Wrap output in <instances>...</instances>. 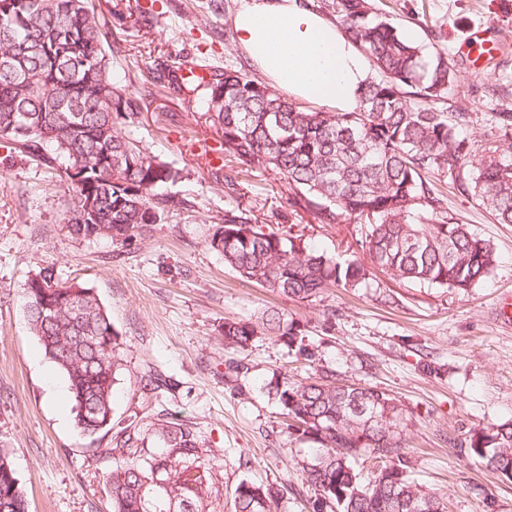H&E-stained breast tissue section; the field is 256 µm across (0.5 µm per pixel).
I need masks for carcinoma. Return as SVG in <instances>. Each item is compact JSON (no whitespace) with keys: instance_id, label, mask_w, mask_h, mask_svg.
<instances>
[{"instance_id":"carcinoma-1","label":"carcinoma","mask_w":512,"mask_h":512,"mask_svg":"<svg viewBox=\"0 0 512 512\" xmlns=\"http://www.w3.org/2000/svg\"><path fill=\"white\" fill-rule=\"evenodd\" d=\"M336 19L376 76L352 112L307 109L231 65L201 86L176 72L168 89L196 100L205 122L222 131L225 160L288 181L291 205L317 224H354L370 264L343 262L280 231L264 232L251 211L224 210L209 246L241 279L301 302L325 289L365 288L371 268L407 282L465 292L496 264L494 248L448 213L426 178L448 177L478 197L497 223L512 224V143L476 153L459 136L463 112L445 107L458 90L447 54L407 40L368 0H336ZM0 140L61 169L74 194L72 230L126 242L159 224L176 202L157 189L178 177L140 142L116 131L140 103L108 75L102 23L88 0H0ZM30 333L67 380L83 435L112 429V396L122 370L118 334L91 288L62 281L46 267L27 282ZM80 314L71 312L73 304ZM54 307V318L46 307ZM299 326L277 312L224 320V347L245 350L261 336L288 338ZM274 397L289 434L314 443L303 464L313 490L308 512H445L442 499L414 483L401 453L403 408L385 391L346 386L326 374L277 382ZM165 451L145 456L149 437ZM105 477L112 512H212L210 454L191 428L156 418L147 429L116 433ZM470 447L512 477V422L476 432ZM373 461L370 476L357 468ZM278 491L247 481L234 490V512H273ZM0 512H28L10 454L0 449Z\"/></svg>"}]
</instances>
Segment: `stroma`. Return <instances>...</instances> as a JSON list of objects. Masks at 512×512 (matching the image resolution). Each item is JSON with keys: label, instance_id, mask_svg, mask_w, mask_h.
<instances>
[{"label": "stroma", "instance_id": "stroma-1", "mask_svg": "<svg viewBox=\"0 0 512 512\" xmlns=\"http://www.w3.org/2000/svg\"><path fill=\"white\" fill-rule=\"evenodd\" d=\"M426 51L445 50L463 92L452 110L468 113L460 134L481 146L499 139L498 115L512 112V0H369ZM110 32L109 75L125 96L145 99L119 133L141 141L178 173L167 193L179 199L163 223L127 243L71 234L73 196L60 168L0 141V448L12 457L29 512H112L104 476L113 432L80 434L73 403L50 400L57 373L28 330V278L54 266L92 288L120 337L123 370L113 419L160 415L189 425L214 454L213 512H234L243 480L283 490L275 512H307L304 441L290 437L271 381L373 386L400 401L402 453L418 482L443 497L448 512H512V479L474 454L470 436L512 420V326L496 307L512 299V224L496 223L476 197L438 182L449 213L488 241L497 256L487 279L468 292L430 288L374 271L368 287H336L299 302L242 280L208 239L225 209L251 210L257 223L289 227L328 254L360 259L353 224H317L289 204V185L271 172L241 173L228 196L204 155L221 134L195 102L164 89L155 73L205 57L215 67L246 62L232 37L243 0H92ZM489 28L503 49L482 70L465 52L471 33ZM274 309L301 326L297 341L259 337L248 349L225 348V319ZM231 361L244 363L228 373ZM160 373L170 389L151 394L141 379Z\"/></svg>", "mask_w": 512, "mask_h": 512}]
</instances>
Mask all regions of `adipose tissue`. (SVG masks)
<instances>
[{"mask_svg": "<svg viewBox=\"0 0 512 512\" xmlns=\"http://www.w3.org/2000/svg\"><path fill=\"white\" fill-rule=\"evenodd\" d=\"M233 26L239 45L275 87L300 100L355 108L371 75L368 61L300 0H248Z\"/></svg>", "mask_w": 512, "mask_h": 512, "instance_id": "obj_1", "label": "adipose tissue"}]
</instances>
